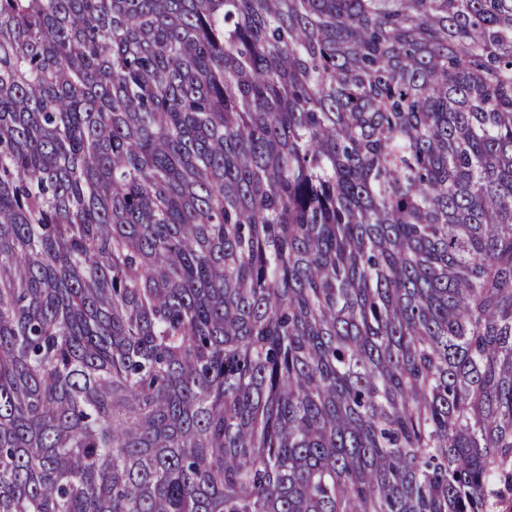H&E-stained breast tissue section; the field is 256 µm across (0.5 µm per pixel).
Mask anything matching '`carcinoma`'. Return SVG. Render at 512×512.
<instances>
[{
    "label": "carcinoma",
    "instance_id": "carcinoma-1",
    "mask_svg": "<svg viewBox=\"0 0 512 512\" xmlns=\"http://www.w3.org/2000/svg\"><path fill=\"white\" fill-rule=\"evenodd\" d=\"M0 512H512V0H0Z\"/></svg>",
    "mask_w": 512,
    "mask_h": 512
}]
</instances>
